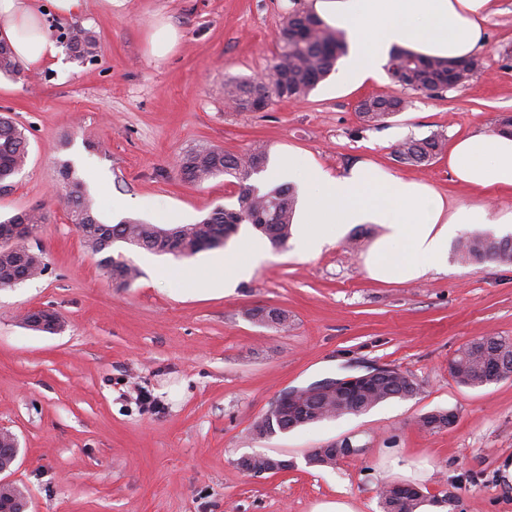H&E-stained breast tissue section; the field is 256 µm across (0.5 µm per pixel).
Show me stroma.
Here are the masks:
<instances>
[{
  "mask_svg": "<svg viewBox=\"0 0 512 512\" xmlns=\"http://www.w3.org/2000/svg\"><path fill=\"white\" fill-rule=\"evenodd\" d=\"M312 0H89L70 17L47 16L51 38L74 26L99 43L87 61L68 49L20 76L0 74V113L28 143L23 170L0 189V218L50 211L34 249L44 272L0 288V428L17 437L11 475L29 512H314L339 499L355 512H382L389 483L420 489L447 512H512V377L481 387L449 372L458 350L497 335L512 339V263L448 266L416 281L371 279L364 257L382 229L351 226L320 253L296 239L227 292L210 290L222 248L186 260L116 244L141 274L118 288L86 249L61 200L62 165L87 185L100 220L193 224L237 206L234 178L185 180L186 154L218 147L243 155L264 146L269 163L294 150L336 175L360 160L436 189L451 205L512 210V189L460 182L447 155L423 167L400 163L396 145L434 133L447 142L496 131L512 115V0L486 23L476 55L482 69L465 86L367 126L357 107L394 92L385 69L345 84L332 72L297 103L228 109L224 83L263 75L276 33L293 4ZM163 23L178 34L165 57L150 52ZM126 202L123 211L113 200ZM186 263L192 278L157 268ZM284 311L288 325L251 312ZM59 314L63 329L34 331L27 312ZM389 367L419 386L391 399L265 437L254 424L280 394ZM148 391L155 408L137 400ZM449 411L446 428H420L422 414ZM350 441L355 454L329 467L311 454ZM255 453L288 470L255 476L240 466Z\"/></svg>",
  "mask_w": 512,
  "mask_h": 512,
  "instance_id": "1",
  "label": "stroma"
}]
</instances>
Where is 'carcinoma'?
Returning <instances> with one entry per match:
<instances>
[{
	"mask_svg": "<svg viewBox=\"0 0 512 512\" xmlns=\"http://www.w3.org/2000/svg\"><path fill=\"white\" fill-rule=\"evenodd\" d=\"M278 53L270 67L273 78L265 82L256 79L232 78L225 84L224 94L237 104V110H250L249 92L266 102L305 99L317 85L333 71L337 60L345 55L348 46L343 33L325 24L313 11L294 8L287 12L277 36ZM67 48L76 60L93 58L98 42L93 32L80 25L72 29ZM482 66L476 56L450 60L428 57L406 49H393L385 70L391 82L401 90L428 97L464 86ZM0 73L20 74L19 64L10 45L0 41ZM406 100L391 94H378L365 98L358 105L359 115L368 126L385 122L404 111ZM443 139L438 134L401 141L395 149L398 161L411 166H427L442 152ZM28 150L23 133L14 122L0 115V184L8 182L26 165ZM267 163V152L256 147L246 156L227 154L219 148H203L183 158V172L197 183L218 175H230L238 180V208H218L194 224L161 226L138 220L118 224H104L96 214V206L88 194L85 183L73 176L68 167L61 170L63 200L71 220L80 229L85 246L92 252L104 254L101 264L112 282L122 288L130 286L140 275L139 269L120 258L110 249L125 243L152 253L189 257L201 250L221 246L218 239H228L239 225L248 223L263 233L271 245L281 248L291 234L297 200L289 188L262 193L248 184L251 175L261 171ZM51 222V213L41 208L13 215L0 224H28L37 231ZM456 255L463 262L486 259L512 263V238L497 239L489 235H471L456 245ZM45 269L42 253L27 247L24 240L13 247L0 249V288L11 286L16 276ZM503 362L501 378L512 376V340L502 336H483L462 348L450 362V372L458 383L480 387L491 383L484 374V365L490 359ZM415 381L398 372L389 380H382L356 406L336 405L326 399H317L312 405L315 416L295 422L288 414L273 409L259 420L254 430L257 435L288 432L295 428L319 422L329 416L363 413L393 398H407L414 392ZM419 423L435 430L450 424L448 414L430 411L421 415ZM25 489L9 484L0 487V502L23 512ZM383 512H417L424 502L420 490L413 488L402 494L392 485H386L380 494Z\"/></svg>",
	"mask_w": 512,
	"mask_h": 512,
	"instance_id": "carcinoma-1",
	"label": "carcinoma"
}]
</instances>
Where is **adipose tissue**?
<instances>
[{
	"label": "adipose tissue",
	"instance_id": "1",
	"mask_svg": "<svg viewBox=\"0 0 512 512\" xmlns=\"http://www.w3.org/2000/svg\"><path fill=\"white\" fill-rule=\"evenodd\" d=\"M496 0H313L319 18L345 32L350 43L345 81L362 84L394 48L427 56L461 58L477 49ZM0 38L16 58L37 68L58 48L44 26L39 0H0ZM448 166L460 182L512 189V135L477 131L457 139ZM301 190L296 223L300 250L319 253L354 224H377L383 234L365 257L371 278L409 281L448 262V240L461 224H511L512 211L451 206L432 187L360 161L332 176L296 151L283 153L268 172ZM268 257L264 239L252 238L225 252L213 278L228 289L251 276Z\"/></svg>",
	"mask_w": 512,
	"mask_h": 512
}]
</instances>
